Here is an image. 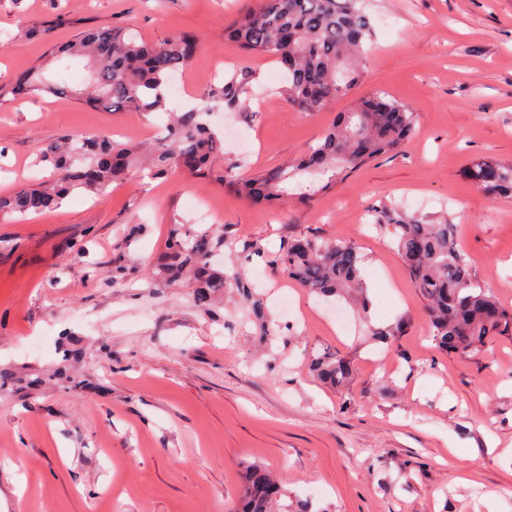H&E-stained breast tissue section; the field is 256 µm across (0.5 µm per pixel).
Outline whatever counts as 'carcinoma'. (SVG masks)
Segmentation results:
<instances>
[{
    "label": "carcinoma",
    "mask_w": 512,
    "mask_h": 512,
    "mask_svg": "<svg viewBox=\"0 0 512 512\" xmlns=\"http://www.w3.org/2000/svg\"><path fill=\"white\" fill-rule=\"evenodd\" d=\"M360 0H258L256 7L235 18L224 38L250 55L273 58L286 72L279 94L302 112H320L346 95L362 78L359 60L372 39L370 16ZM198 38L187 31L170 34L160 43H139L119 30L89 28L76 38L53 43L50 55L61 61L87 59L88 83L74 86L64 75L48 81L38 70L20 74L11 93L47 92L73 98L93 108L123 107L144 117L164 112L168 123L147 148L132 142L116 143L106 136L66 135L52 145H37L36 162L49 166V180L31 182L0 195V216H26L59 206L76 190L97 196L144 159L156 174L187 172L224 183L255 206L282 199L281 184L298 172L330 175L335 180L374 158L399 152L415 132L417 114L406 103L377 92L363 99L352 112L341 113L316 146L296 165L239 178L226 169L221 175L209 165L217 149L207 117L209 103L237 105L242 84L236 76L211 86L202 104L171 112L163 86L196 56ZM469 180L493 199H512V163L479 159L466 170ZM390 221L397 251L413 287L425 302L430 337L445 352H469L486 347L500 336H512V309L487 292L456 241L452 224H428L418 219L393 220L376 214V222ZM224 236L210 230L186 236L181 226L170 229L166 252L156 277L163 282L184 277L193 280L195 300L207 307L226 288H235L248 312L261 314L253 285L239 273L228 275L213 268L214 254ZM362 258L347 241H325L305 236L286 241L269 257L276 269L303 287L323 296H346L362 311L369 309L367 286L360 274ZM408 319L386 327H368L377 342L390 343L403 335ZM310 367L332 387H345L354 378L350 359L330 351L312 356ZM241 499L235 512H285L284 490L270 497L277 481L267 468L247 466L242 475Z\"/></svg>",
    "instance_id": "carcinoma-1"
}]
</instances>
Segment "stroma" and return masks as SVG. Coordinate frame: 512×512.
<instances>
[{
  "label": "stroma",
  "instance_id": "obj_1",
  "mask_svg": "<svg viewBox=\"0 0 512 512\" xmlns=\"http://www.w3.org/2000/svg\"><path fill=\"white\" fill-rule=\"evenodd\" d=\"M256 0H0V193L46 179L36 145L73 133L150 140L158 115L14 97L16 74L49 64L50 41L89 27L133 29L156 43L190 31L199 51L173 80L181 110L237 74L239 102L210 109L217 169H276L316 144L339 113L375 91L417 114L414 136L311 201L271 211L210 180L132 169L106 195L76 193L26 219L0 218V512H231L244 466L281 481L290 512H512V337L487 348H435L424 301L390 233L372 213L452 224L481 283L512 309V200H490L465 171L512 162V0H366L373 38L363 81L326 111H297L275 91L270 57L225 41L228 20ZM229 241L260 246L244 265L272 335L234 294L199 307L191 285L153 280L172 225L198 229L197 202ZM353 243L371 318L405 317L374 342L355 308L310 292L266 261L303 235ZM85 252L74 256L70 246ZM124 284L112 282L115 267ZM350 358L354 382L333 389L313 353Z\"/></svg>",
  "mask_w": 512,
  "mask_h": 512
}]
</instances>
